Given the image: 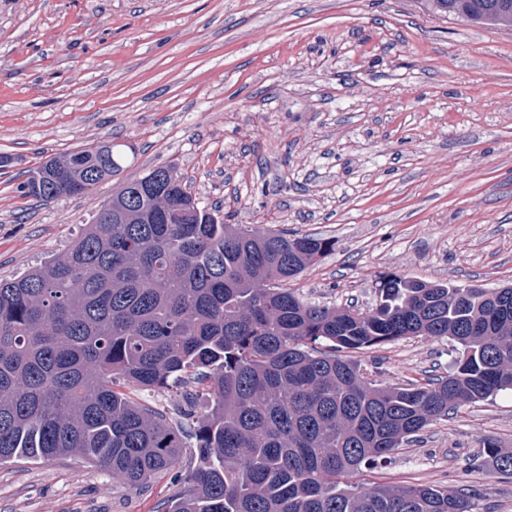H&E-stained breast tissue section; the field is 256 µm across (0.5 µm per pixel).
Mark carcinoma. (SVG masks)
Wrapping results in <instances>:
<instances>
[{
	"label": "carcinoma",
	"instance_id": "carcinoma-1",
	"mask_svg": "<svg viewBox=\"0 0 512 512\" xmlns=\"http://www.w3.org/2000/svg\"><path fill=\"white\" fill-rule=\"evenodd\" d=\"M424 2L512 29V0ZM120 168L113 151L79 149L20 190L71 197ZM333 247L226 224L169 166L127 183L62 254L0 280V464L74 456L130 486L172 471L180 491L165 512H473L460 492L349 479L461 406L512 391V287L388 273L366 313L283 287ZM411 336L453 340V371L381 387L345 356ZM121 381L190 383L183 423L131 401ZM484 448L512 477V448Z\"/></svg>",
	"mask_w": 512,
	"mask_h": 512
}]
</instances>
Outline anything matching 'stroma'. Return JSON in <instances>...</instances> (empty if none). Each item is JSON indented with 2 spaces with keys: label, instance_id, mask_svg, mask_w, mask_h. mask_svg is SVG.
I'll list each match as a JSON object with an SVG mask.
<instances>
[{
  "label": "stroma",
  "instance_id": "stroma-1",
  "mask_svg": "<svg viewBox=\"0 0 512 512\" xmlns=\"http://www.w3.org/2000/svg\"><path fill=\"white\" fill-rule=\"evenodd\" d=\"M109 142L125 161L86 194L20 193L48 158ZM0 279L60 255L100 203L159 166L233 224L333 240L289 288L377 302L386 273L512 285V30L422 0H0ZM457 345L357 353L375 383L448 376ZM512 393L462 406L355 481L512 512ZM171 474L130 487L75 458L0 466V512H165ZM486 457L505 475L512 477V448H499L495 443H484Z\"/></svg>",
  "mask_w": 512,
  "mask_h": 512
}]
</instances>
